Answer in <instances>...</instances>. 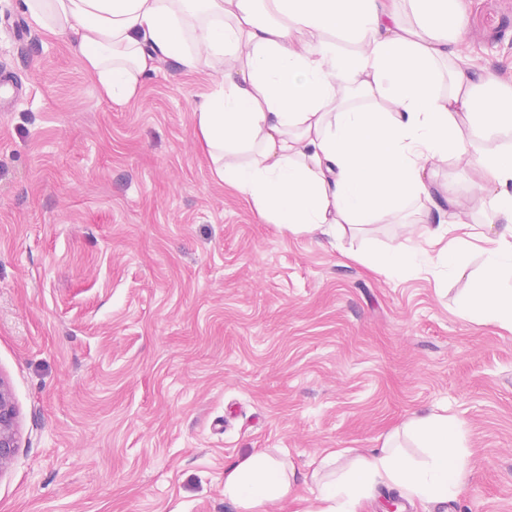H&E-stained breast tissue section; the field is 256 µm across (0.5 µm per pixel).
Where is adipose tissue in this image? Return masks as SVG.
<instances>
[{"mask_svg": "<svg viewBox=\"0 0 512 512\" xmlns=\"http://www.w3.org/2000/svg\"><path fill=\"white\" fill-rule=\"evenodd\" d=\"M408 13H401V6ZM45 34L69 38L100 94L133 99L160 60L202 69L213 88L196 105L195 134L214 174L261 219L337 247L346 228L387 224L427 203L433 222L371 256L395 279L412 270L463 274L470 241L484 257L461 306L464 319L512 331V87L476 78L452 59L465 28L457 0H20ZM479 179L475 195L501 225L475 228L470 212L434 199L448 159ZM397 438L321 479L306 512H360L378 487L408 499L458 497L473 471L463 423L428 414ZM287 459L254 453L224 471L239 512L291 497Z\"/></svg>", "mask_w": 512, "mask_h": 512, "instance_id": "ef3b65f1", "label": "adipose tissue"}]
</instances>
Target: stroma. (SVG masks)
I'll use <instances>...</instances> for the list:
<instances>
[{"label":"stroma","instance_id":"35a3bbf8","mask_svg":"<svg viewBox=\"0 0 512 512\" xmlns=\"http://www.w3.org/2000/svg\"><path fill=\"white\" fill-rule=\"evenodd\" d=\"M454 45L512 85V0H462ZM0 378L18 448L0 512H238L224 471L287 456L301 495L326 449L382 447L412 413L457 416L463 494L403 512H512V332L462 319L468 277L389 280L283 233L218 180L194 129L204 73L160 63L123 105L68 42L0 0ZM477 175L438 169L434 197L472 203Z\"/></svg>","mask_w":512,"mask_h":512}]
</instances>
